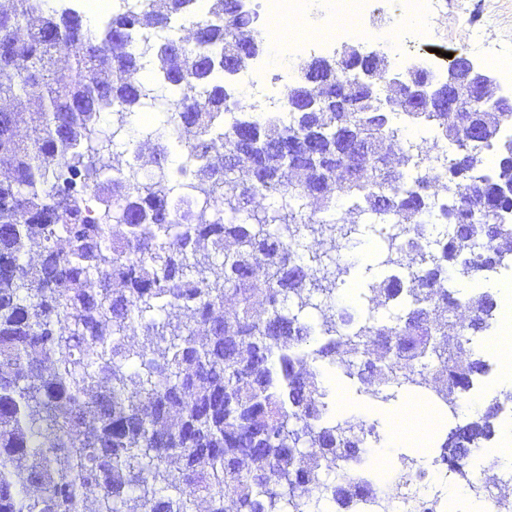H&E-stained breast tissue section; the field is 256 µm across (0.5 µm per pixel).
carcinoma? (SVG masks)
Returning <instances> with one entry per match:
<instances>
[{
	"label": "carcinoma",
	"instance_id": "carcinoma-1",
	"mask_svg": "<svg viewBox=\"0 0 512 512\" xmlns=\"http://www.w3.org/2000/svg\"><path fill=\"white\" fill-rule=\"evenodd\" d=\"M198 2L137 0L91 31L60 0H0V43L14 46L0 54V512H86L90 493L91 512H356L380 488L376 425L336 417L322 375L375 376L383 402L416 387L456 417L486 372L496 299L453 284L512 257V144L499 137L512 102L451 112L447 92L404 113L453 146L443 162L405 143L403 87L355 86L365 64L346 56L286 97L288 120L258 118L228 86L262 43L254 12ZM174 17L193 43L132 44ZM160 82L173 100L152 128L139 114ZM172 125L178 165L161 143L140 153ZM365 229L386 249L371 302L404 304L387 321L339 301ZM307 232L329 233L330 251L300 252ZM502 397L433 457L477 497L493 490L471 449L494 435Z\"/></svg>",
	"mask_w": 512,
	"mask_h": 512
}]
</instances>
